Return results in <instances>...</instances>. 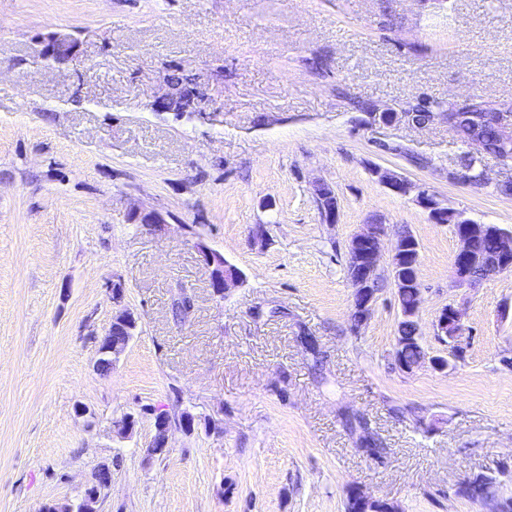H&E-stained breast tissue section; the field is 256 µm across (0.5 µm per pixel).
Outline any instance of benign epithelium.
<instances>
[{"label": "benign epithelium", "mask_w": 512, "mask_h": 512, "mask_svg": "<svg viewBox=\"0 0 512 512\" xmlns=\"http://www.w3.org/2000/svg\"><path fill=\"white\" fill-rule=\"evenodd\" d=\"M424 100L425 97L420 96L399 112L387 108L381 112H372L370 116L386 124L400 120L413 125L416 117L413 107L424 104ZM497 140L503 148V154L499 158L500 163L507 168H512V116L500 120L497 128ZM374 173L381 183L399 194L406 195L413 190L417 191L416 202L428 212L434 223H451L452 232L459 243L453 259L455 287L463 288L476 285L477 281L471 277L470 271L486 262L491 265L492 271L496 275L512 272V232L495 224H474L463 218L458 212L454 213V217L450 219L448 218V207L427 189L418 188L406 178L387 169L379 167L374 170ZM452 177H458L476 187L492 186L497 190L512 185V176L494 182L484 170L476 173L470 169H463L452 174ZM488 231L497 236V249L491 254L479 251L475 244L477 238ZM386 237V225L364 224L348 242L352 265L349 284L352 288L353 311L359 314L363 324L371 318L377 299L375 285L382 281L383 255L389 256L387 272L396 289L406 285L403 276L399 273L396 261L406 258L411 262V267L415 269L420 264V247L415 239L396 235L391 238L389 248L386 249L384 248ZM197 249L209 271L216 296L221 297L228 289L236 287L239 278L231 273H224V256L222 254L201 242L197 243ZM435 329L448 334V346L452 349L456 348L463 330L460 309L452 304L443 307L437 316ZM111 487L110 469L105 464L97 466L83 485L80 498L81 512H96L95 505L109 496Z\"/></svg>", "instance_id": "obj_1"}]
</instances>
